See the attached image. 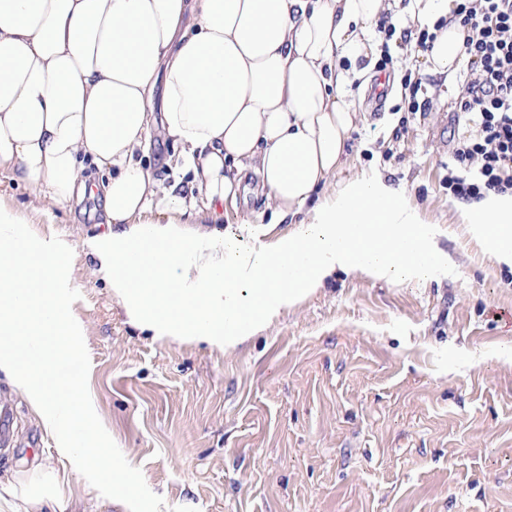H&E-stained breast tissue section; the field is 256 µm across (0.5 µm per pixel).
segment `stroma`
Wrapping results in <instances>:
<instances>
[{
    "label": "stroma",
    "mask_w": 512,
    "mask_h": 512,
    "mask_svg": "<svg viewBox=\"0 0 512 512\" xmlns=\"http://www.w3.org/2000/svg\"><path fill=\"white\" fill-rule=\"evenodd\" d=\"M388 75L412 77L417 107L367 98L370 74L349 94L363 123L337 179L379 169L404 188L454 268L433 279L375 281L336 272L267 330L233 352L157 340L134 326L95 275L91 244L111 232L102 197L47 207L0 168V204L41 238L73 251L72 305L90 356L94 409L126 460L164 500L160 512H512V268L492 262L455 224L446 179L458 81L427 72V54L389 42ZM144 162L161 188L188 192L172 141L155 135ZM220 231L260 210L254 178ZM0 476L32 464L55 472L73 512H122L60 456L26 400L0 374Z\"/></svg>",
    "instance_id": "1"
}]
</instances>
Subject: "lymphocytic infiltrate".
<instances>
[{
	"instance_id": "f902f5d3",
	"label": "lymphocytic infiltrate",
	"mask_w": 512,
	"mask_h": 512,
	"mask_svg": "<svg viewBox=\"0 0 512 512\" xmlns=\"http://www.w3.org/2000/svg\"><path fill=\"white\" fill-rule=\"evenodd\" d=\"M461 57L470 72L458 114L480 117L477 136L457 143L448 191L472 202L512 190V0H457Z\"/></svg>"
}]
</instances>
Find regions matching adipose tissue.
Returning a JSON list of instances; mask_svg holds the SVG:
<instances>
[{
	"label": "adipose tissue",
	"instance_id": "ef3b65f1",
	"mask_svg": "<svg viewBox=\"0 0 512 512\" xmlns=\"http://www.w3.org/2000/svg\"><path fill=\"white\" fill-rule=\"evenodd\" d=\"M452 11V0H0V167L52 207L102 196L120 230L97 239L96 273L131 322L232 352L336 271L392 281L453 268L402 188L377 171L336 178L362 119L342 60L375 55L388 12L401 29H435L428 70L451 80ZM158 131L181 146L191 197L143 166ZM247 176L265 210L306 223L272 239L254 214L246 250L192 230L200 210L218 224L236 209ZM454 219L512 267V192ZM48 504L67 512L55 476L0 480L8 512Z\"/></svg>",
	"mask_w": 512,
	"mask_h": 512
}]
</instances>
